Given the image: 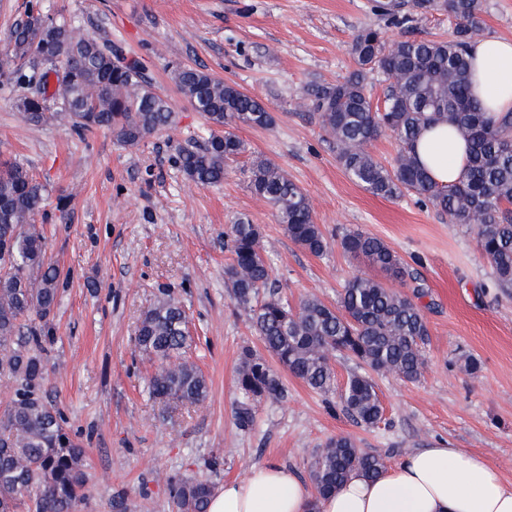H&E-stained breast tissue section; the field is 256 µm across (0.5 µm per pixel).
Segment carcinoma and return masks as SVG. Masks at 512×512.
<instances>
[{"label":"carcinoma","instance_id":"carcinoma-1","mask_svg":"<svg viewBox=\"0 0 512 512\" xmlns=\"http://www.w3.org/2000/svg\"><path fill=\"white\" fill-rule=\"evenodd\" d=\"M389 27L405 28L418 16L446 13L455 27L446 40L405 37L387 45L385 32L363 28L349 45L354 69L333 85H309L302 104L329 137L336 160L348 177L371 194L399 198L413 194L448 217L450 224L474 228L479 250L489 262L495 285L512 288V112L484 111L471 90L467 52L485 35L484 0H395L380 4ZM13 62L38 61L41 70H16L22 89L16 108L29 125L49 119L70 124L80 135L112 132L124 147H135L176 124L166 95L140 64L117 65L113 50L91 35L75 34L30 4L9 38ZM387 82L383 99L367 93L369 75ZM178 93L201 113L209 132L203 146L177 149L176 163L192 183L224 182L229 163L246 152L235 134L240 125L267 128L275 118L257 98L203 68H172ZM58 101L57 112L48 103ZM446 124L467 142V162L451 186L434 182L420 165L414 144L427 128ZM381 134L397 144L386 165L369 150ZM251 191L277 214L298 246L319 256L330 241L315 221L310 198L279 166L266 159L248 168ZM47 188L19 161L0 162V378L13 385L0 414V512H72L86 484L82 448L64 429V419L46 398L43 354L53 342L50 324L64 285L46 255L45 237L35 224ZM343 252L393 281L370 275L349 279L336 304L307 297L293 306L270 292L271 267L263 253L259 225L244 217L229 225L225 245L231 262L225 282L238 308L252 322L266 351L292 376L324 394L336 391L331 358L343 355L371 371L415 381L425 367L429 329L417 299L424 287L403 290L409 272L382 239L359 229L337 240ZM188 320L182 301L165 291L145 313L136 351L155 366L150 396L166 407L205 402L209 386L199 367L185 356ZM241 397L236 419L253 425L252 402L277 399L282 384L266 360L242 350L237 368ZM339 403L354 421L374 425L384 407L372 377L352 373L339 390ZM384 457L363 451L348 436L329 440L313 458L310 478L317 497L336 489L353 473L378 477ZM176 512H207L213 491L206 478L165 477Z\"/></svg>","mask_w":512,"mask_h":512}]
</instances>
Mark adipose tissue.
Listing matches in <instances>:
<instances>
[{"mask_svg":"<svg viewBox=\"0 0 512 512\" xmlns=\"http://www.w3.org/2000/svg\"><path fill=\"white\" fill-rule=\"evenodd\" d=\"M470 54L474 95L489 111L512 110V40L485 38ZM414 150L439 184L461 177L466 144L447 126L427 130ZM208 512H512V482L462 449L418 448L379 478L351 476L335 494L319 500L288 467L255 466L247 478L217 487Z\"/></svg>","mask_w":512,"mask_h":512,"instance_id":"1","label":"adipose tissue"}]
</instances>
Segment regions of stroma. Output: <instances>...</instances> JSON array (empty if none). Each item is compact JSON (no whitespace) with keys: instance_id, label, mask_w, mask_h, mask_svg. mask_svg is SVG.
I'll return each mask as SVG.
<instances>
[{"instance_id":"35a3bbf8","label":"stroma","mask_w":512,"mask_h":512,"mask_svg":"<svg viewBox=\"0 0 512 512\" xmlns=\"http://www.w3.org/2000/svg\"><path fill=\"white\" fill-rule=\"evenodd\" d=\"M76 31L120 45L142 61L176 113L173 128L136 147L98 130L79 137L69 124H25L14 102L15 68L0 69V158L16 159L64 193L66 211L37 218L66 288L53 318L47 390L79 432L87 484L75 512H173L165 476L206 477L215 485L246 478L266 463L308 478L315 454L344 435L398 464L438 442L483 457L512 479V294L495 288L475 234L448 223L415 197L383 198L351 181L325 134L299 102L308 85L336 83L353 68L348 54L363 27L387 39L444 38L446 16L386 28L374 0H43ZM203 68L236 83L273 113L268 128L238 126L245 153L218 186L185 178L180 147L201 146L204 120L177 92L173 64ZM267 159L308 194L328 238L359 229L384 240L422 280L428 323L426 367L416 381L375 375L385 408L374 426L356 423L336 397L280 371L283 395L256 403L250 428L238 426L236 369L242 348L264 346L230 298L224 233L237 217L260 225L279 294L335 303L364 272L338 246L316 256L293 243L275 211L249 188L253 158ZM189 316V354L209 382L206 401L173 414L149 396L151 362L133 340L160 290ZM480 369L470 373L465 358Z\"/></svg>"}]
</instances>
